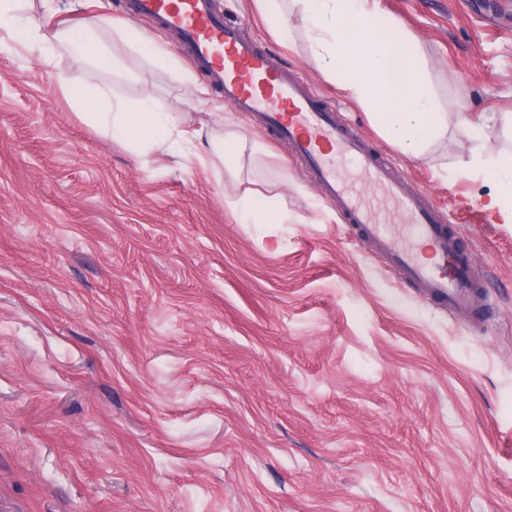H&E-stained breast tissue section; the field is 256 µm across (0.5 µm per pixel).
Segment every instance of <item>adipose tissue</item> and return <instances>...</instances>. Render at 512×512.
I'll list each match as a JSON object with an SVG mask.
<instances>
[{
	"label": "adipose tissue",
	"instance_id": "ef3b65f1",
	"mask_svg": "<svg viewBox=\"0 0 512 512\" xmlns=\"http://www.w3.org/2000/svg\"><path fill=\"white\" fill-rule=\"evenodd\" d=\"M308 24L313 61L363 106L382 136L404 154L421 157L428 143L443 139L448 123L440 112L415 38L381 12L378 0H298ZM23 34L26 46L44 51L57 35L22 16L19 0H0V34ZM103 94L80 96L78 106L99 128L121 130L140 149L199 156L202 131H178L174 113L149 103L130 109L104 104ZM467 167L490 183L476 202L496 224H512V156Z\"/></svg>",
	"mask_w": 512,
	"mask_h": 512
}]
</instances>
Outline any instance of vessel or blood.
I'll return each mask as SVG.
<instances>
[{
    "label": "vessel or blood",
    "instance_id": "vessel-or-blood-1",
    "mask_svg": "<svg viewBox=\"0 0 512 512\" xmlns=\"http://www.w3.org/2000/svg\"><path fill=\"white\" fill-rule=\"evenodd\" d=\"M128 10L132 18L176 33L196 67L221 89L225 104L254 116L287 145L328 200L406 281L449 310L484 307L485 292L472 273V258L447 230L432 198L416 190L300 76L279 67L244 22H225L213 0H130ZM345 160L357 166V178L342 172ZM363 183L393 205L414 246L402 244L364 200Z\"/></svg>",
    "mask_w": 512,
    "mask_h": 512
}]
</instances>
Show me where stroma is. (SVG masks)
I'll return each mask as SVG.
<instances>
[{
    "instance_id": "1",
    "label": "stroma",
    "mask_w": 512,
    "mask_h": 512,
    "mask_svg": "<svg viewBox=\"0 0 512 512\" xmlns=\"http://www.w3.org/2000/svg\"><path fill=\"white\" fill-rule=\"evenodd\" d=\"M380 2L448 117L418 159L315 67L291 0L288 43L257 0L216 6L455 216L489 190L465 162L512 154V0ZM126 3L57 0L48 57L0 49V512H512V224L453 225L487 306L449 314ZM95 18L108 65L76 50ZM67 85L245 148L140 153Z\"/></svg>"
}]
</instances>
